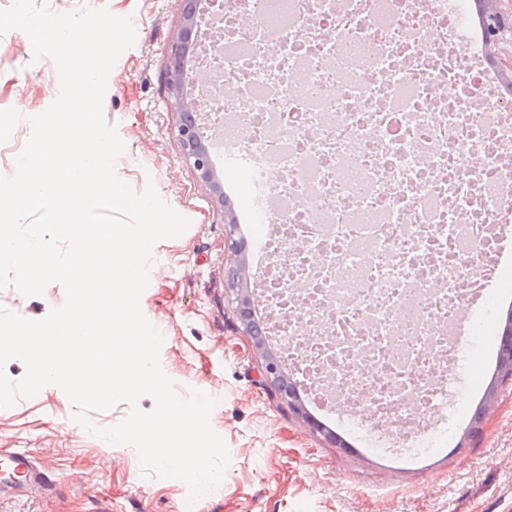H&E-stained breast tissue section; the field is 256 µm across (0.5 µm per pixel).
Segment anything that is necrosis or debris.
Returning a JSON list of instances; mask_svg holds the SVG:
<instances>
[{"instance_id":"obj_1","label":"necrosis or debris","mask_w":512,"mask_h":512,"mask_svg":"<svg viewBox=\"0 0 512 512\" xmlns=\"http://www.w3.org/2000/svg\"><path fill=\"white\" fill-rule=\"evenodd\" d=\"M218 25L200 95L275 226L271 334L318 404L416 436L512 213V104L457 37L467 0H224Z\"/></svg>"}]
</instances>
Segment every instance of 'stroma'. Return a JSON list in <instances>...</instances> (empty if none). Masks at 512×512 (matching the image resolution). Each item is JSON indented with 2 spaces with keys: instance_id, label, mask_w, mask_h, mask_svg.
Here are the masks:
<instances>
[{
  "instance_id": "1",
  "label": "stroma",
  "mask_w": 512,
  "mask_h": 512,
  "mask_svg": "<svg viewBox=\"0 0 512 512\" xmlns=\"http://www.w3.org/2000/svg\"><path fill=\"white\" fill-rule=\"evenodd\" d=\"M43 2L56 14L88 5L133 22L135 43L111 70L102 106L124 143L116 172L134 192L154 185L190 221L181 236L154 246L140 308L163 337L160 364L179 395L194 389L215 399L210 423L230 461L212 493L190 501L184 481L143 473L133 446L88 434L73 421L75 408L64 391L49 385L0 408V448L37 458L54 490L0 498V512H512V380L500 383L479 433L463 436L493 377L482 365L488 342L462 344L448 414L435 427L439 441L422 440L414 463L396 458L402 441L394 432L354 426L310 401L296 411L270 383L262 351L237 318L229 282L239 258L244 288H258L263 278L255 249L267 227L245 221L252 179L234 161L214 162L213 183L223 188L215 197L175 136L179 111L166 77L182 25L180 0ZM59 92L54 61L34 59L23 31L0 36V176L14 175L30 117ZM497 273L484 288L495 303L470 302L462 314L500 328L512 312L511 255L501 254ZM65 300L57 282L34 296L12 285L0 289V306L32 321Z\"/></svg>"
}]
</instances>
